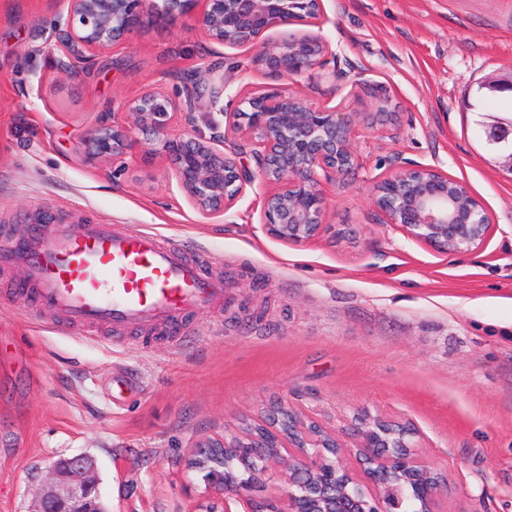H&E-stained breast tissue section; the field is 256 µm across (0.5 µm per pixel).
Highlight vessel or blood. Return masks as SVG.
<instances>
[{"instance_id": "obj_1", "label": "vessel or blood", "mask_w": 512, "mask_h": 512, "mask_svg": "<svg viewBox=\"0 0 512 512\" xmlns=\"http://www.w3.org/2000/svg\"><path fill=\"white\" fill-rule=\"evenodd\" d=\"M24 267L35 297L68 326L156 331L224 304V281L151 232L82 224L0 240V268Z\"/></svg>"}]
</instances>
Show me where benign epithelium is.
I'll return each mask as SVG.
<instances>
[{
	"label": "benign epithelium",
	"instance_id": "7a95c632",
	"mask_svg": "<svg viewBox=\"0 0 512 512\" xmlns=\"http://www.w3.org/2000/svg\"><path fill=\"white\" fill-rule=\"evenodd\" d=\"M57 24L58 38L79 63L121 40L131 30L141 0H65ZM198 23L206 37L230 48H252V64L287 78L322 68L333 55L319 33L322 0H195ZM286 26H306L278 39L267 33ZM195 89L184 102H169L148 91L128 106L127 120L103 121L79 142L89 161L118 160L136 148V128L146 144L158 141L172 163L179 188L202 212L229 210L246 188H273L263 197L262 224L273 238L305 245L327 231L323 224L328 198L324 186L343 181L358 167L353 140L360 119L338 107L320 108L301 93H259L239 100L224 112V132L208 139L185 137L170 128L174 115L194 123ZM391 100L384 111L366 116L367 127L382 132L394 124ZM488 144L509 149L512 173V119L492 125ZM250 150H245V147ZM250 153L254 167L242 163ZM372 203L382 224L408 239L446 256L480 249L492 228L481 198L462 181L432 165L398 167L373 182ZM297 421L293 435L278 428L282 416ZM264 443L247 431L235 440L243 456L255 448H283L279 461L264 474L278 472L285 487L277 497L255 498L245 474L224 478L223 466L212 468L211 485L221 508L200 506L201 512H439L441 477L413 452L417 435L406 423L359 415L351 422L355 436L349 467L336 434L305 415L279 405L264 424ZM96 464L88 455L52 462L33 489L29 512H102Z\"/></svg>",
	"mask_w": 512,
	"mask_h": 512
}]
</instances>
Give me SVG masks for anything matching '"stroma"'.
Masks as SVG:
<instances>
[{
	"label": "stroma",
	"instance_id": "1",
	"mask_svg": "<svg viewBox=\"0 0 512 512\" xmlns=\"http://www.w3.org/2000/svg\"><path fill=\"white\" fill-rule=\"evenodd\" d=\"M321 32L337 68L289 79L251 66V49L209 41L198 8L144 0L123 41L82 61L59 44L63 0H0V235L45 222L191 238L224 278L223 308L180 322L178 345L115 343L62 328L0 271V512H28L52 461L95 458L110 512H195L209 482L187 463L274 403L344 433L367 411L412 422L418 453L445 480L444 512H512V175L486 126L512 116V94L481 90L512 75V0H323ZM228 89L213 98L222 76ZM196 82L197 136L242 97L298 91L318 107L398 112L384 133L359 128V169L327 186L335 237L294 246L269 236L262 198L204 213L176 186L165 155L122 169L87 162L98 120L155 90L178 101ZM430 164L485 203L492 232L476 252L440 256L380 223L373 181ZM136 389L112 402L113 374Z\"/></svg>",
	"mask_w": 512,
	"mask_h": 512
}]
</instances>
